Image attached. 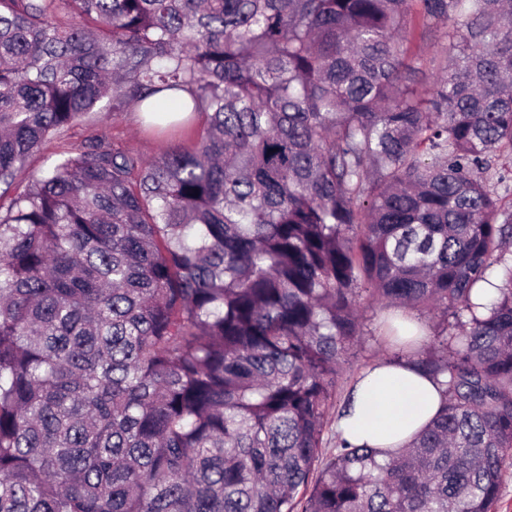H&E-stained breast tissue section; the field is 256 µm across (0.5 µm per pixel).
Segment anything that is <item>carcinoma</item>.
<instances>
[{
  "instance_id": "cac0c4a2",
  "label": "carcinoma",
  "mask_w": 512,
  "mask_h": 512,
  "mask_svg": "<svg viewBox=\"0 0 512 512\" xmlns=\"http://www.w3.org/2000/svg\"><path fill=\"white\" fill-rule=\"evenodd\" d=\"M105 98L206 123L11 191ZM492 170L512 176V0H0V512H492L512 456ZM376 304L429 316L428 351L383 326L442 409L382 460L325 456Z\"/></svg>"
}]
</instances>
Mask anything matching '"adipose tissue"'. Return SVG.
<instances>
[{
	"label": "adipose tissue",
	"mask_w": 512,
	"mask_h": 512,
	"mask_svg": "<svg viewBox=\"0 0 512 512\" xmlns=\"http://www.w3.org/2000/svg\"><path fill=\"white\" fill-rule=\"evenodd\" d=\"M441 405L440 389L428 376L384 363L357 381L337 429L352 444L394 451L419 433Z\"/></svg>",
	"instance_id": "adipose-tissue-1"
}]
</instances>
